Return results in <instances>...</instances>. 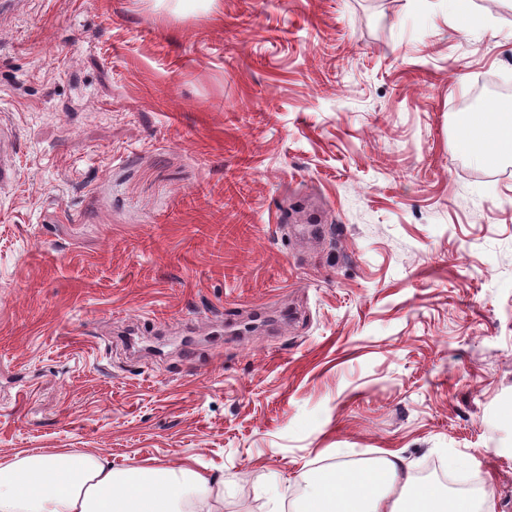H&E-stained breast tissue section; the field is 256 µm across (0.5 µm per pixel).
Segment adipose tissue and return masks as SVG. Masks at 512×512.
Instances as JSON below:
<instances>
[{
  "label": "adipose tissue",
  "mask_w": 512,
  "mask_h": 512,
  "mask_svg": "<svg viewBox=\"0 0 512 512\" xmlns=\"http://www.w3.org/2000/svg\"><path fill=\"white\" fill-rule=\"evenodd\" d=\"M455 143L487 163L512 155V116L489 106L455 128ZM303 512H482L483 503L415 480L398 453L304 476ZM0 512H222L211 478L182 466L113 469L109 460L30 454L0 464Z\"/></svg>",
  "instance_id": "ef3b65f1"
}]
</instances>
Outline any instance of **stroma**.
Here are the masks:
<instances>
[{"label":"stroma","mask_w":512,"mask_h":512,"mask_svg":"<svg viewBox=\"0 0 512 512\" xmlns=\"http://www.w3.org/2000/svg\"><path fill=\"white\" fill-rule=\"evenodd\" d=\"M512 83V0H29L0 16V464L223 477L396 452L512 512V159L452 144ZM13 138L3 123L0 127V188L1 191L13 186L17 173L16 153Z\"/></svg>","instance_id":"1"}]
</instances>
